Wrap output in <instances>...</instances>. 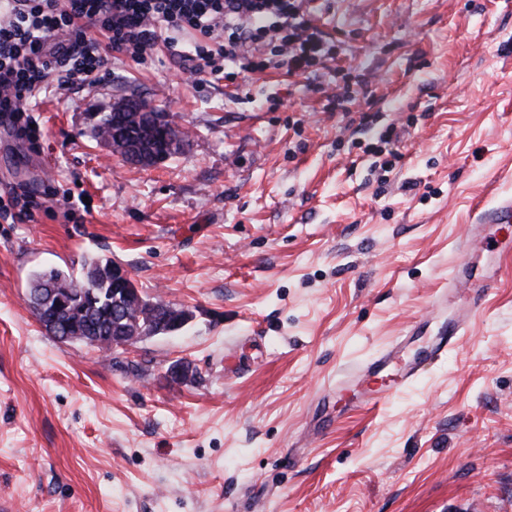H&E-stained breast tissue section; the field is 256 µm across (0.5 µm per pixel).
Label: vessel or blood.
<instances>
[{
  "mask_svg": "<svg viewBox=\"0 0 512 512\" xmlns=\"http://www.w3.org/2000/svg\"><path fill=\"white\" fill-rule=\"evenodd\" d=\"M492 276H461L451 279L452 293L462 295L464 303L451 321L442 323L435 336L423 347L417 348L413 355H406L419 332L418 326H411L403 336L375 355L360 368L344 373L342 385H350L360 379L376 378L388 370H395V384L407 386L414 383L426 366L444 359L453 349L474 318L481 312V302L485 292L492 285ZM394 384V385H395Z\"/></svg>",
  "mask_w": 512,
  "mask_h": 512,
  "instance_id": "obj_1",
  "label": "vessel or blood"
}]
</instances>
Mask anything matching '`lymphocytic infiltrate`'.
<instances>
[{
    "label": "lymphocytic infiltrate",
    "mask_w": 512,
    "mask_h": 512,
    "mask_svg": "<svg viewBox=\"0 0 512 512\" xmlns=\"http://www.w3.org/2000/svg\"><path fill=\"white\" fill-rule=\"evenodd\" d=\"M317 0H5L0 7V114L37 143L28 114L41 94L95 82L114 55L141 60L193 35L191 77L236 81L280 57L305 75L335 50L314 22Z\"/></svg>",
    "instance_id": "f902f5d3"
}]
</instances>
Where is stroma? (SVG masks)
I'll return each mask as SVG.
<instances>
[{"mask_svg":"<svg viewBox=\"0 0 512 512\" xmlns=\"http://www.w3.org/2000/svg\"><path fill=\"white\" fill-rule=\"evenodd\" d=\"M318 23L312 75L194 83L185 34L43 96L40 152L0 121V512H512V224L460 248L512 199V0H323ZM135 94L188 134L151 167L93 133ZM87 256L189 322L124 354L58 341L30 278ZM463 263L496 280L466 336L356 407L340 370L431 329Z\"/></svg>","mask_w":512,"mask_h":512,"instance_id":"35a3bbf8","label":"stroma"}]
</instances>
